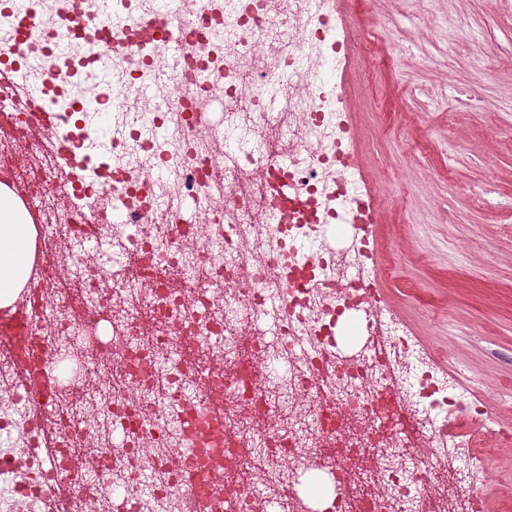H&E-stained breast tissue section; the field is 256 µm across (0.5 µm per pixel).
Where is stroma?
Listing matches in <instances>:
<instances>
[{
    "mask_svg": "<svg viewBox=\"0 0 512 512\" xmlns=\"http://www.w3.org/2000/svg\"><path fill=\"white\" fill-rule=\"evenodd\" d=\"M349 33L369 43L335 75L354 131L352 171L378 202L371 271L417 344L488 410L457 415L464 434L446 467L449 501L468 461L512 425V0H337ZM80 252L104 267L112 250L50 239L60 277ZM486 512H512V441L482 485Z\"/></svg>",
    "mask_w": 512,
    "mask_h": 512,
    "instance_id": "stroma-1",
    "label": "stroma"
}]
</instances>
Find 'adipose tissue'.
<instances>
[{"instance_id": "adipose-tissue-1", "label": "adipose tissue", "mask_w": 512, "mask_h": 512, "mask_svg": "<svg viewBox=\"0 0 512 512\" xmlns=\"http://www.w3.org/2000/svg\"><path fill=\"white\" fill-rule=\"evenodd\" d=\"M36 231L19 195L0 184V308L10 307L32 269Z\"/></svg>"}]
</instances>
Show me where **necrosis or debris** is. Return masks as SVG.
Listing matches in <instances>:
<instances>
[{
    "instance_id": "obj_1",
    "label": "necrosis or debris",
    "mask_w": 512,
    "mask_h": 512,
    "mask_svg": "<svg viewBox=\"0 0 512 512\" xmlns=\"http://www.w3.org/2000/svg\"><path fill=\"white\" fill-rule=\"evenodd\" d=\"M37 7L41 29L23 33L12 0H0L5 62L40 81L45 62L57 60L61 74L43 109L58 113L81 150L61 166L31 138L30 106L0 99V124L38 159L22 173L15 154L1 150L0 173L27 187L26 207L44 225L78 242L118 244L139 261L109 272L71 254L74 293L59 287L55 262L39 264L29 334L57 354L50 402L34 410L16 364L0 352V512H42L45 479L86 444L107 467L105 512L117 499L123 512H188L211 490L183 483L171 453L184 440L180 417L200 411L216 387L224 407L196 440L200 471L224 473L225 499L250 498L240 464L257 457L273 493L283 477L320 476L332 499L323 512H419L436 491L425 461L447 448L449 416L484 408L463 404L434 359L371 308L372 238L353 236L341 250L327 243L341 214L368 224L376 207L346 176L344 99L325 91L349 53L333 0H180L189 20L178 36L157 30L163 53L151 59L131 49L154 0ZM100 71L112 92L103 139L88 107L89 78ZM215 99L224 108L218 125L203 117ZM57 190L65 209L51 197ZM281 207L290 223H268ZM353 311L383 328L388 343L362 347L327 373ZM185 336L200 359L201 385L190 396L178 358ZM98 350L112 352L115 366L89 383ZM296 399L305 408L292 417ZM272 413L284 422L262 433L257 423ZM411 423L424 433L422 447L399 443ZM287 456L294 465L283 475L276 466ZM136 462L152 474L149 493L138 491ZM376 473L386 493L350 495Z\"/></svg>"
}]
</instances>
